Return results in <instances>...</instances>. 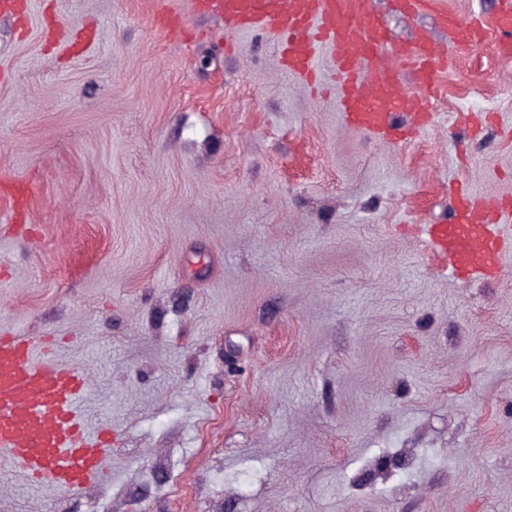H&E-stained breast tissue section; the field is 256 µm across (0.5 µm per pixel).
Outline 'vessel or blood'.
<instances>
[{"instance_id": "b4317fda", "label": "vessel or blood", "mask_w": 512, "mask_h": 512, "mask_svg": "<svg viewBox=\"0 0 512 512\" xmlns=\"http://www.w3.org/2000/svg\"><path fill=\"white\" fill-rule=\"evenodd\" d=\"M409 16L435 13L448 31V48L417 38L389 42L373 0H196L198 10L223 16L231 32L273 35L280 65L302 79L315 73L319 49H326L336 73L344 121L361 132L391 137L394 115L414 114L426 123L421 91L432 89L449 52L480 48L485 29L461 25L441 0H393ZM496 47L512 55V0H498ZM408 69L418 93L406 92L401 69ZM505 209L487 196L460 198L453 223L427 224L424 241L443 254L448 272L464 283L495 276L502 245L512 236ZM88 387L85 376L56 360L47 338L0 334V454L30 480L82 494L108 474L111 430L88 437L77 404Z\"/></svg>"}]
</instances>
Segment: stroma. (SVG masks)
I'll use <instances>...</instances> for the list:
<instances>
[{
	"mask_svg": "<svg viewBox=\"0 0 512 512\" xmlns=\"http://www.w3.org/2000/svg\"><path fill=\"white\" fill-rule=\"evenodd\" d=\"M9 2L0 332L57 338L112 448L78 496L0 456V512H512V247L461 283L415 233L512 198L497 0H446L487 39L395 141L344 123L326 51L310 87L194 0Z\"/></svg>",
	"mask_w": 512,
	"mask_h": 512,
	"instance_id": "stroma-1",
	"label": "stroma"
}]
</instances>
